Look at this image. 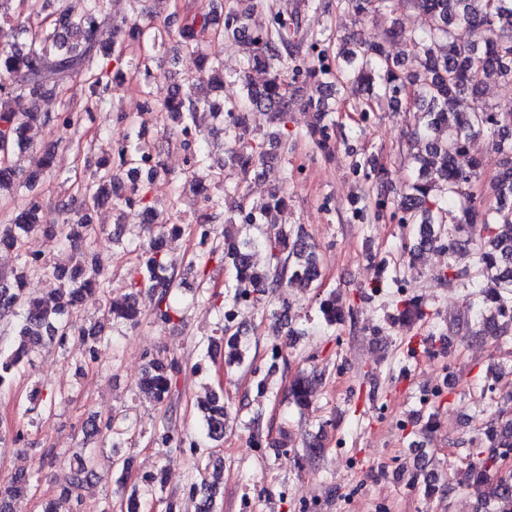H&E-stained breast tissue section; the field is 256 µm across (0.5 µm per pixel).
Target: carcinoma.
Returning a JSON list of instances; mask_svg holds the SVG:
<instances>
[{
	"label": "carcinoma",
	"mask_w": 512,
	"mask_h": 512,
	"mask_svg": "<svg viewBox=\"0 0 512 512\" xmlns=\"http://www.w3.org/2000/svg\"><path fill=\"white\" fill-rule=\"evenodd\" d=\"M24 0H0V143L7 148L10 160L0 164V193L11 187L17 176L15 160L30 156L34 164L28 170L23 185L31 190L38 186L41 175L49 169L53 155L37 153L29 131L35 125H52L66 129L77 121L66 104L54 114L38 111L33 103L38 99L58 96L59 91L77 77L83 78L91 96L99 101L112 92L110 63L116 68L125 65L134 72L140 64L123 61L120 37L129 34L140 37L143 28L137 22H117L107 12V0H74V4L54 10L40 17L35 9L20 19H13L12 4ZM340 7L358 15L392 12L394 0H339ZM424 17L420 30L406 32L390 23L387 38H400L411 46L406 57L391 56L384 44L368 43L356 37H343L336 46V57L345 65L332 69L328 56L309 71V78L321 90L335 95L343 90L361 98L367 108L372 102H385L395 111L414 110L419 121L407 141V154L414 164L413 177L392 198L377 197L361 207H354L353 220L364 224L390 212L399 214V223L413 226L414 233L406 243L408 261L404 267H390L383 258L379 264L390 270L391 282L398 286L406 274L418 271L416 256L425 248L448 252V265L440 277L458 276L456 260L473 255L477 273L470 287L478 289L471 304L478 307L476 327L468 330L473 336L488 333L505 336L512 331V105L505 108L489 107L481 101L487 80L500 77L512 80V0H410ZM267 13L263 27L251 25L252 16ZM297 14L282 17L272 10L268 0H236V5L225 7L224 0H207L183 17L174 14L163 26L154 29L153 46L162 47L178 34L192 41L199 34L214 33L233 40L247 49L246 69L243 71V97L216 99L200 96L194 84L177 87L160 100L147 103L151 112H165L180 123L181 135L187 142L196 136L199 122L209 117L225 124L224 133L234 142L229 160L243 177L265 164L263 146L248 144L247 108L253 107L269 116L274 125L273 134L288 141V112L297 96L288 94V87L276 64L286 60L296 62L299 46L290 39L291 31L299 28ZM464 25L470 38L461 41L453 29ZM111 28L112 39H102L103 29ZM201 65L211 68L213 91L224 89V67L219 61L201 57ZM260 72L265 79L259 85L252 83L251 72ZM312 112L310 137L316 148L330 151V130L337 127L334 113L337 109L326 99H310L304 103ZM486 134L503 155L502 167L489 183L488 193L495 198L493 207L483 205L482 198L470 188L480 178L479 162L459 165L466 155L472 138ZM117 168L129 177V185L121 183L112 170V162H101L91 171L83 185L80 199H73L60 207L64 219L60 224H43L38 203L30 199L16 207L8 225L0 229V247L21 250L25 236L42 230L54 233L72 228L68 238L81 239L94 232L92 212L99 203L126 189L138 199L142 222L156 223L155 207L140 194V186L157 179L162 170L159 155L141 141L140 127L131 124L125 144L118 152ZM352 172L369 180L383 175L374 161L351 154ZM185 182L195 189L203 203L211 208L224 207L229 190L223 187L220 173L211 170L206 157L192 154ZM285 206V198L273 193L263 206L235 205L237 217L229 224L238 223L244 233L224 237L211 235V230L199 226L197 234L204 243L202 252L188 262V269L199 274L208 262L217 258L233 268V284L224 296V312L220 326V340L224 344L226 368L250 369L258 390L270 388V373L248 364V350L242 343L238 317L244 313L257 315L265 312V304L289 288H318L322 277L318 247L303 228L293 224H274L273 211ZM82 232H77V229ZM266 248L273 263L257 270L251 262V253ZM23 263L13 281L0 282V311L19 310L21 320L9 350L0 349V388L15 379L21 367L30 361L37 349L55 343L65 346L75 338L86 347L92 360L99 359L103 340L72 320L84 294L105 288L102 262L99 255L87 248L81 259L71 268H56L52 272L54 303L30 297L24 288L28 271L38 267V260L22 254ZM178 263L163 247L162 238H151L141 245V252L130 282L131 292L112 299L104 316L114 325L136 323L140 308L138 296L145 293L153 301L155 315L170 322L178 310L169 301L177 276ZM323 322L331 327L354 316V308L342 296L334 293L320 299L318 306ZM395 320L416 324L426 319L422 304L415 299L396 301ZM178 365L152 361L138 384V397L156 405L167 406L177 386ZM313 378L297 373L288 381V400L300 409L310 406L314 399ZM202 413L203 430L214 443L224 441L228 410L224 397L214 393L198 402ZM492 448L467 466L459 485L481 490L475 512H512V468L501 465L502 459L512 455V417L500 419L489 427L476 447ZM71 476L58 497L49 501L44 512H79L81 496L73 490L97 478L90 460L75 452L69 461ZM208 476L190 487L191 497H201L198 512H212L213 490L223 480V468L205 465ZM163 483V477L151 475L142 480L143 490H134L126 499V512H140L139 496L149 495ZM30 488L29 476L21 473L8 484H0V512H11V502Z\"/></svg>",
	"instance_id": "obj_1"
}]
</instances>
